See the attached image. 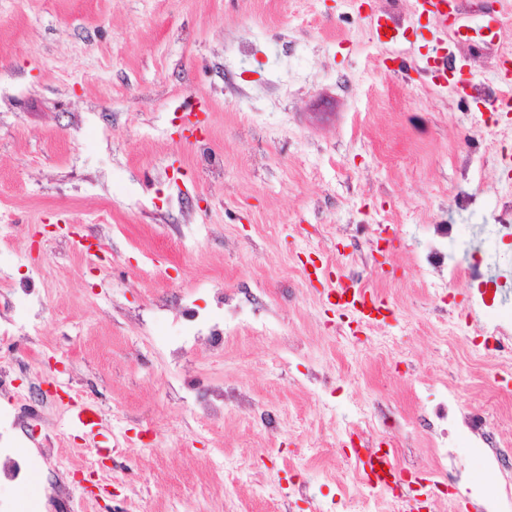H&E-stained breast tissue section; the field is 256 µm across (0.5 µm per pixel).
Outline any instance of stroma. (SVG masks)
I'll use <instances>...</instances> for the list:
<instances>
[{
	"mask_svg": "<svg viewBox=\"0 0 512 512\" xmlns=\"http://www.w3.org/2000/svg\"><path fill=\"white\" fill-rule=\"evenodd\" d=\"M502 18L491 44H453L478 92L496 90L512 52L503 0H469ZM390 13L421 58L433 23L410 0H0V295L21 350L56 357L72 397L96 403L104 436L132 442L102 503L71 483L85 512H201L218 497L213 464L244 475L228 512H342L370 498L353 479L359 419L410 472L432 473L426 410L442 393L481 415L512 448V374L474 354L496 325L512 330V245L496 215L512 199V112L464 107L451 87L389 54L364 21ZM203 99L201 131L181 134L184 99ZM472 203L462 208L458 194ZM41 224L102 235L97 268ZM449 226L455 270L415 257ZM383 289L388 312L354 335L323 303L303 263ZM480 263L488 283L469 280ZM263 307L268 334L240 322L224 355L189 351L180 375L160 350L180 335L187 296L214 290ZM247 391L213 421L179 376ZM0 396V420L40 412L30 376ZM28 483L0 496L44 506L48 463L21 438ZM467 428L449 473L467 482L422 493V512H486L505 488Z\"/></svg>",
	"mask_w": 512,
	"mask_h": 512,
	"instance_id": "35a3bbf8",
	"label": "stroma"
}]
</instances>
